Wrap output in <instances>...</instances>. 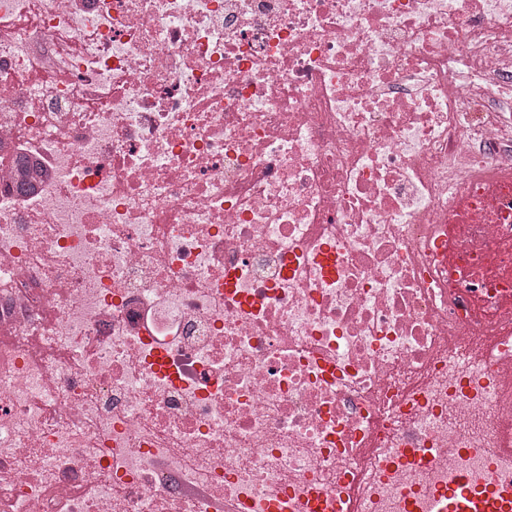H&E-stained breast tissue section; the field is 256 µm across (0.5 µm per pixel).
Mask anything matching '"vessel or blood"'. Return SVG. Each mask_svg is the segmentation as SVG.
Here are the masks:
<instances>
[{"label":"vessel or blood","instance_id":"1","mask_svg":"<svg viewBox=\"0 0 512 512\" xmlns=\"http://www.w3.org/2000/svg\"><path fill=\"white\" fill-rule=\"evenodd\" d=\"M434 512H512V481L475 485L467 475H459L435 498Z\"/></svg>","mask_w":512,"mask_h":512}]
</instances>
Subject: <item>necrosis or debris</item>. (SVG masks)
<instances>
[{
	"label": "necrosis or debris",
	"mask_w": 512,
	"mask_h": 512,
	"mask_svg": "<svg viewBox=\"0 0 512 512\" xmlns=\"http://www.w3.org/2000/svg\"><path fill=\"white\" fill-rule=\"evenodd\" d=\"M510 196L512 0H0V512L512 474Z\"/></svg>",
	"instance_id": "4bbe7bcc"
}]
</instances>
